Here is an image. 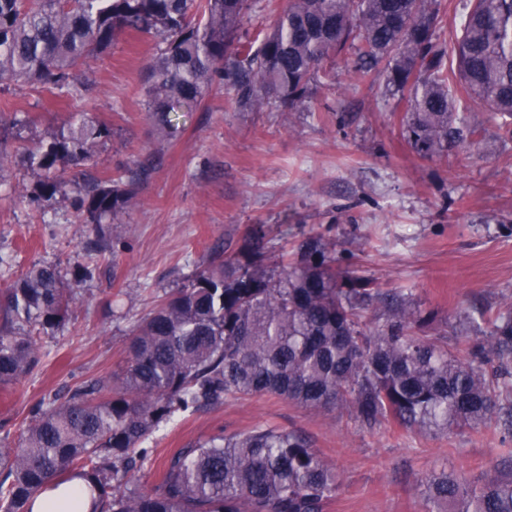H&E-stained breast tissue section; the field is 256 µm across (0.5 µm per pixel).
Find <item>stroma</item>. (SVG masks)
Returning <instances> with one entry per match:
<instances>
[{
  "label": "stroma",
  "instance_id": "1",
  "mask_svg": "<svg viewBox=\"0 0 512 512\" xmlns=\"http://www.w3.org/2000/svg\"><path fill=\"white\" fill-rule=\"evenodd\" d=\"M160 44L128 33L91 64L85 89L58 95L24 84L0 90V138L10 160L0 171V290L35 264L70 274L87 264L72 317L43 334L41 363L0 392V438L48 394L121 371L133 325L223 248L248 247L263 228L270 253L307 236L335 242L350 268L383 287L412 289L432 312L428 336L461 344L456 316L473 305L496 313L512 302V140L499 137L483 105L468 111L485 132L479 144L424 159L402 136L405 103L383 81L351 75L352 56L331 58L336 84L312 88L292 111H239L235 92L215 84L179 113L168 137L146 106L147 67ZM85 115L108 129L91 160L69 176L107 177L144 165L134 197L107 247L85 258L94 232L72 202L31 203L37 177L26 154ZM270 426L305 435L342 475L327 512H425L419 483L440 469L469 481L512 471V434L503 426L417 435L360 428L347 410L316 411L262 394L178 415L149 440L140 482L153 486L167 457L187 441Z\"/></svg>",
  "mask_w": 512,
  "mask_h": 512
}]
</instances>
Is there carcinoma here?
<instances>
[{
	"label": "carcinoma",
	"instance_id": "obj_1",
	"mask_svg": "<svg viewBox=\"0 0 512 512\" xmlns=\"http://www.w3.org/2000/svg\"><path fill=\"white\" fill-rule=\"evenodd\" d=\"M260 0H0V87L24 82L72 95L88 62L127 31L160 40L149 65L148 111L173 135L171 113L198 103L219 77L235 103L288 109L323 62L345 49L360 81L384 80L408 104L402 136L422 158L477 143L467 100L485 104L512 139V0H469L454 57L435 36L440 0H288L257 42L242 33ZM107 128L83 117L28 152L43 204L75 199L85 224L111 223L133 180L83 187L68 168L93 156ZM252 248L203 270L134 325L122 376L99 375L33 410L17 445L0 444V512H33L47 489L80 478L89 512H326L342 481L302 434L258 426L184 444L148 489L131 471L175 415L273 394L310 409L343 407L360 427L414 434L512 427V302L458 316L474 336L460 355L446 336L418 334L427 313L409 288H383L341 266L334 244L310 237L273 262ZM35 264L0 294V389L40 362L41 334L69 321L74 284ZM426 512H512V475L471 485L443 469L422 482Z\"/></svg>",
	"mask_w": 512,
	"mask_h": 512
}]
</instances>
